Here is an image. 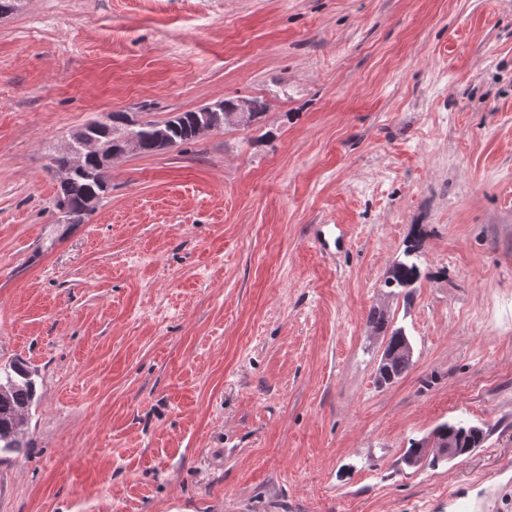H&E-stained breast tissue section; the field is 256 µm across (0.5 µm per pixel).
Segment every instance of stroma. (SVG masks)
<instances>
[{
    "label": "stroma",
    "instance_id": "1",
    "mask_svg": "<svg viewBox=\"0 0 512 512\" xmlns=\"http://www.w3.org/2000/svg\"><path fill=\"white\" fill-rule=\"evenodd\" d=\"M263 98L51 165L111 112ZM418 241L421 278L389 288ZM414 356L377 381L387 335ZM38 373L0 512H512V0H23L0 19V364ZM462 420L480 448L407 467ZM248 100L250 102V112L249 103L241 99L236 102V106L231 111L233 113L230 115L231 112L228 111L234 100L224 99V101L214 103L212 107L199 111L181 112L176 119L170 120L168 118L164 121H137L126 112H112L104 120L93 121L84 130L88 132L90 137L106 141L109 144V150L113 158L125 154L127 150H138L145 154L156 153L188 143L206 128L221 129L224 126L234 124L231 121L243 123L245 119L244 124L240 125L246 128L258 122L264 115L267 104L259 98ZM244 112H247V114ZM158 126H161L158 129L164 131L162 134L158 133ZM133 136L136 137V140L130 138ZM136 144L137 150L135 148ZM98 152L85 150L80 143L71 144L66 151L52 157V167L56 170L59 179V188L55 202V209L59 212L60 200L67 203V209L57 221L63 224H82L94 208V204L107 190V166L110 154L105 151L100 141L87 139ZM81 141V142H82ZM81 151L79 154L78 151Z\"/></svg>",
    "mask_w": 512,
    "mask_h": 512
}]
</instances>
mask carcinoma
<instances>
[{
    "label": "carcinoma",
    "instance_id": "1",
    "mask_svg": "<svg viewBox=\"0 0 512 512\" xmlns=\"http://www.w3.org/2000/svg\"><path fill=\"white\" fill-rule=\"evenodd\" d=\"M250 112L242 127L246 128L260 120L267 104L259 98H251ZM233 100L226 99L199 111L181 112L174 120L137 121L126 112H113L103 120H95L85 127L89 136L109 144L112 157L127 152L129 138L136 137L137 150L150 154L188 143L203 130L221 129L229 124V109ZM52 167L59 179L56 200L67 203L60 215L65 224H82L94 208V204L107 190V166L97 152L85 150L73 144L66 151L52 157ZM419 243L407 245L408 260L396 263L385 280L388 288H410L421 275L417 262L409 257L418 252ZM411 342L401 327L392 329L386 350L388 358L378 368L380 384H389L399 378L410 366L408 348ZM38 373L27 367L12 363L0 366V454H11L24 447L21 426L24 417L36 403ZM435 430L450 441L455 456H462L479 447L487 437V431L462 421L444 422Z\"/></svg>",
    "mask_w": 512,
    "mask_h": 512
}]
</instances>
